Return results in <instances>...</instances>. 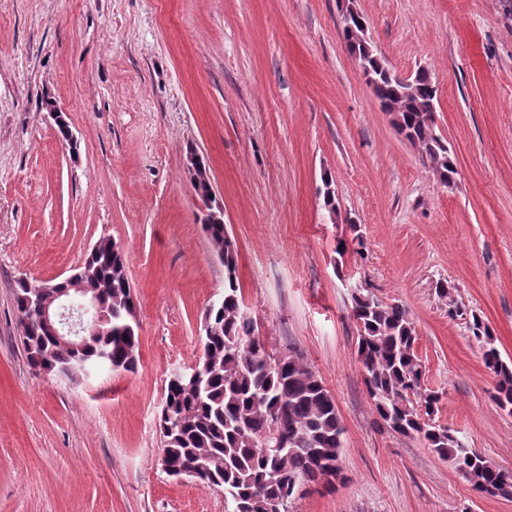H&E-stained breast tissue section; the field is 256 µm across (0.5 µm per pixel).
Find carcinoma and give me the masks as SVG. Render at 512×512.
I'll list each match as a JSON object with an SVG mask.
<instances>
[{
    "mask_svg": "<svg viewBox=\"0 0 512 512\" xmlns=\"http://www.w3.org/2000/svg\"><path fill=\"white\" fill-rule=\"evenodd\" d=\"M370 89L379 102L397 108L399 133L418 148L422 161L438 162L445 183L455 170L448 147L434 135L435 117L424 110L437 95V79L416 73L412 93L399 77L378 71L370 61ZM216 258L224 265V295L206 309L211 331L201 338L203 370L200 384L190 390L168 381L158 427L170 464L202 472L201 482L223 489L230 512H276L296 494L293 485L316 482L341 473L344 426L335 402L302 356L294 351L270 354L256 324L243 309L236 276L234 244L224 225L202 222ZM127 256L108 236L97 241L82 271L99 290L108 314L110 333L85 336L79 347L61 344L39 328L19 332L29 366L66 377L84 372L109 356L114 370L136 367L139 324L134 316ZM43 286L17 281L14 307L17 326L33 316ZM352 317L358 330L357 354L377 424L389 432L418 436L439 458L449 462L481 495L512 498V472L468 448L446 425L432 423L440 396L423 389V373L415 353L416 330L399 304H384L368 289L352 295ZM483 343V362L496 379L497 405L512 411V363L502 359L489 327L478 316L469 323ZM279 442L274 451L269 439Z\"/></svg>",
    "mask_w": 512,
    "mask_h": 512,
    "instance_id": "carcinoma-1",
    "label": "carcinoma"
}]
</instances>
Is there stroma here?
I'll list each match as a JSON object with an SVG mask.
<instances>
[{
    "label": "stroma",
    "instance_id": "1",
    "mask_svg": "<svg viewBox=\"0 0 512 512\" xmlns=\"http://www.w3.org/2000/svg\"><path fill=\"white\" fill-rule=\"evenodd\" d=\"M355 6L390 69L437 75L453 185L382 110L336 0H0V512H225L222 491L163 471L156 422L224 292L193 153L267 350L301 354L345 428L340 476L289 512H512L421 439L377 428L351 317L357 285L402 305L442 396L435 423L512 471V413L468 329L479 316L512 361V13L504 0ZM103 235L128 256L137 367L34 373L16 281L66 277ZM356 235L361 250L338 255Z\"/></svg>",
    "mask_w": 512,
    "mask_h": 512
}]
</instances>
